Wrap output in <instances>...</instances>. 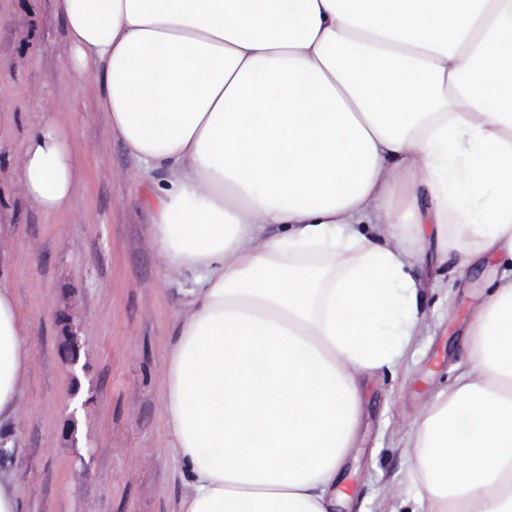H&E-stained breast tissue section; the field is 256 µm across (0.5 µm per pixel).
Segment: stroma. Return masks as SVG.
Returning a JSON list of instances; mask_svg holds the SVG:
<instances>
[{
  "mask_svg": "<svg viewBox=\"0 0 512 512\" xmlns=\"http://www.w3.org/2000/svg\"><path fill=\"white\" fill-rule=\"evenodd\" d=\"M67 51L55 0H10L0 10V68L8 73L0 97L14 116L0 126V185L17 222L5 285L30 321L32 351L20 416L0 432V469L16 476L19 512H177L183 479L168 449L162 388L187 283L165 272L140 172L112 139L92 80L73 81L64 69ZM37 112L67 115L80 134L85 179L61 215L42 212L8 179ZM494 272H453L427 251L429 333L407 369H384L367 382L357 443L338 483L350 498L345 512H413L411 424L458 374L465 327ZM64 316L81 343L72 371L61 350Z\"/></svg>",
  "mask_w": 512,
  "mask_h": 512,
  "instance_id": "stroma-1",
  "label": "stroma"
}]
</instances>
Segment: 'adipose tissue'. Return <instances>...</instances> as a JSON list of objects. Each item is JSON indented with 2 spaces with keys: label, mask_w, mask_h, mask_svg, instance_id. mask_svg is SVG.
<instances>
[{
  "label": "adipose tissue",
  "mask_w": 512,
  "mask_h": 512,
  "mask_svg": "<svg viewBox=\"0 0 512 512\" xmlns=\"http://www.w3.org/2000/svg\"><path fill=\"white\" fill-rule=\"evenodd\" d=\"M55 3L153 244L194 275L163 380L178 512H333L364 381L420 333L433 244L498 272L466 369L413 426L419 510L512 512V0ZM75 148L56 117L24 139L13 173L41 211L70 208ZM29 336L0 287V428Z\"/></svg>",
  "instance_id": "1"
}]
</instances>
